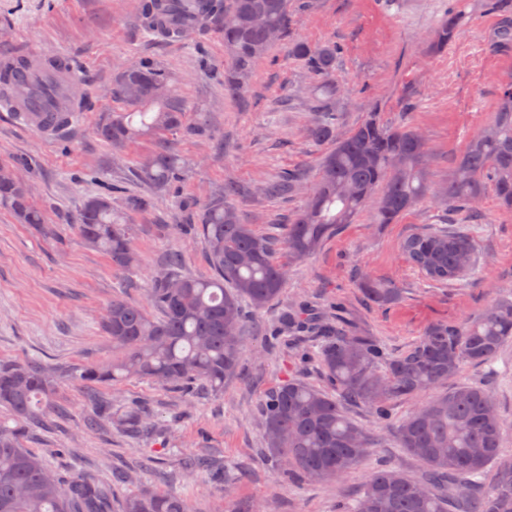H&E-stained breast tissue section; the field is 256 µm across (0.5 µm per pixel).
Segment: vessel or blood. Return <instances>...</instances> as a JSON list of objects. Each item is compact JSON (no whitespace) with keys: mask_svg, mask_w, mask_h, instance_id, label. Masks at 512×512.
I'll list each match as a JSON object with an SVG mask.
<instances>
[{"mask_svg":"<svg viewBox=\"0 0 512 512\" xmlns=\"http://www.w3.org/2000/svg\"><path fill=\"white\" fill-rule=\"evenodd\" d=\"M19 48L0 49V71L14 70ZM15 81L25 90L22 102L0 99V112L11 113L14 122L22 127H34L43 134L57 136L73 131L80 122L81 110L71 91L84 84L88 76L60 54L36 56L29 67L14 70Z\"/></svg>","mask_w":512,"mask_h":512,"instance_id":"b4317fda","label":"vessel or blood"}]
</instances>
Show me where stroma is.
<instances>
[{
  "mask_svg": "<svg viewBox=\"0 0 512 512\" xmlns=\"http://www.w3.org/2000/svg\"><path fill=\"white\" fill-rule=\"evenodd\" d=\"M142 0H0V48L23 45L40 52H63L84 65L88 83L75 91L87 105L77 131L54 141L35 129L16 125L0 112V165H23L32 199L45 214L46 228L21 224L0 210V360L40 361L67 369L57 381L54 407L27 431L23 445L63 479L92 472L111 479L127 473L121 493L157 490L192 500L196 512H343L370 471L383 465L419 475L422 463L394 446L392 427L419 403L409 397L392 402L390 421L368 408L347 413L380 440L359 470L341 481L312 482L284 476L267 461L261 420V395L295 376L325 389L315 336H281L274 349L262 344L265 327L284 306L308 304L323 316L341 315L359 334L373 338L392 355L407 350L435 323L460 322L482 314L499 295L512 292V211L499 207L493 192L483 197L476 224L465 225L448 207L420 203L395 224L374 221L368 204L355 223L341 226L317 252L291 263L279 302L248 311V348L237 378L215 394L193 386L169 388L131 378L98 393L120 405H151L165 436L145 441L117 434L110 426L86 425L91 406L85 387L70 370L106 364L112 341L101 321L112 299L144 302L151 278L171 252L182 256L184 273L210 274L201 235L186 231L184 199L207 200L224 183L251 188L233 198L244 223L262 234H277L279 219L298 209L304 198L271 199L264 181L285 168L303 173L311 189L327 145L309 141L304 127L310 75L287 55L286 42L268 53L237 99L224 92L228 55L219 36L201 32L168 40L144 30ZM493 0H458L466 16L448 48L428 49L427 37L448 9V0H400L385 9L378 0H291V37L335 43L336 81L344 90L340 133L367 113L418 129L425 137L429 179L448 178L473 134L496 108L498 89L512 79V51H494L499 22ZM153 62L175 79L188 119L209 115L202 136L176 135L173 145L185 162V177L154 208L134 216L131 234L140 255L132 272L113 267L103 252L88 247L74 222L84 198L111 189L113 204L148 187L137 164L156 147L143 140L119 155L95 135L101 113L112 102L115 76L135 60ZM468 227L474 237L478 273L445 283L428 280L406 259L402 244L416 228ZM394 284L400 295L378 305L366 299L361 278ZM460 380L488 382L506 425L502 456L512 460V341L492 366L465 364ZM188 454L213 459L214 472H187L178 460ZM236 476L225 485L224 470Z\"/></svg>",
  "mask_w": 512,
  "mask_h": 512,
  "instance_id": "stroma-1",
  "label": "stroma"
}]
</instances>
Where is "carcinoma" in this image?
<instances>
[{
    "instance_id": "carcinoma-1",
    "label": "carcinoma",
    "mask_w": 512,
    "mask_h": 512,
    "mask_svg": "<svg viewBox=\"0 0 512 512\" xmlns=\"http://www.w3.org/2000/svg\"><path fill=\"white\" fill-rule=\"evenodd\" d=\"M499 25L496 47L512 49V0H496ZM290 0H173L176 17L195 19L194 29L216 30L224 37L230 69L224 90L240 94L282 40L289 25ZM463 21L451 4L429 37V47H448ZM334 43L313 44L295 38L288 56L301 62L314 79L308 95L311 119L306 136L331 149L322 158L317 181L303 206L282 220L283 238L257 233L245 224L226 198L245 193L224 186L200 204L186 202L192 226L208 249L211 275L191 277L178 264L163 265L165 274L148 289L147 303L112 300L104 328L118 356L106 366H86L72 375L86 385L117 384L140 378L163 385L196 382L214 392L238 376L245 352V307L261 310L279 301L287 265L276 256L302 260L344 225L353 223L367 203L378 197L375 223L395 224L418 202L432 199L472 215L487 188L500 206L512 209V80L501 84L493 117L468 143L448 180L432 186L423 137L415 130L391 126L372 112L343 136L337 135L342 96L334 70ZM116 107L102 115L97 135L121 151L144 137L160 143L141 158L140 179L148 195L127 197L112 205L109 194L86 197L75 224L82 239L104 252L117 269L132 271L138 256L131 239L135 213L151 209L184 176V163L168 136L207 131L200 113L187 121L183 102L165 70L138 60L112 83ZM301 179L293 169L267 180L262 191L273 198L296 196ZM0 209L22 224L45 223L25 181L0 179ZM407 260L435 282L466 279L475 273L473 241L466 235L433 228L417 229L403 242ZM366 298L375 304L394 301L398 289L364 279ZM158 311L153 316L148 309ZM284 329L323 338L320 364L336 393L290 378L267 390L259 401L269 457L286 474L314 481L338 480L357 467L373 438L344 411L346 399L361 403L380 420L389 417L396 398L429 395L395 427L396 446L421 460L426 469L415 479L398 470L371 471L348 512H512V462L499 461L505 427L485 383L441 387L463 363L492 361L512 339V296L497 298L486 312L465 323H436L403 353L388 357L366 336L316 317L309 309H286L271 335ZM64 370L42 362L0 363V406L13 425L0 421V512H112V482L84 472L63 482L42 460L22 446L30 425L48 410L45 397ZM92 420L119 433L159 434L149 413L137 406L113 409L108 401L92 403ZM496 465L492 487L481 491L482 476ZM122 512H194L190 500L169 493H133Z\"/></svg>"
}]
</instances>
